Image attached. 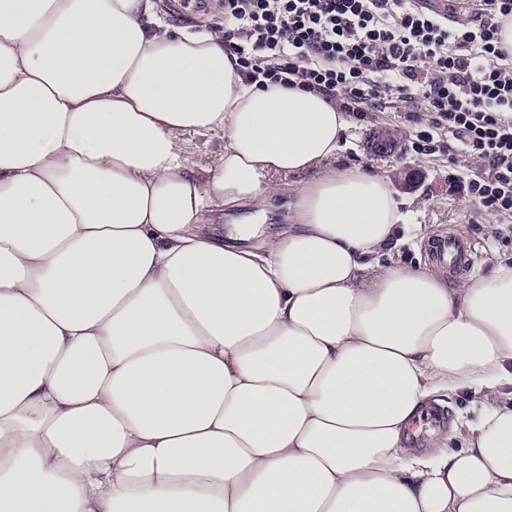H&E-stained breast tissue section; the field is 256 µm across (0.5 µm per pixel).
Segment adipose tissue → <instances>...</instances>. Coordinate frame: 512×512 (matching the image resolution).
I'll use <instances>...</instances> for the list:
<instances>
[{
    "label": "adipose tissue",
    "instance_id": "adipose-tissue-1",
    "mask_svg": "<svg viewBox=\"0 0 512 512\" xmlns=\"http://www.w3.org/2000/svg\"><path fill=\"white\" fill-rule=\"evenodd\" d=\"M236 67L156 0H0V512H512V265L369 263L390 179ZM286 194L260 247L212 233ZM459 392L477 418L414 453ZM186 154L189 163H201L224 148V138L219 133L186 136ZM252 210L249 207L242 206L239 208L231 209V210H225L224 211V217L223 212L221 213H215L214 214V224L213 227L216 230V234H219L221 236L224 235V238H227L229 234L231 233V230L233 228L234 224L231 222V219H229V215L233 216V218L237 221L236 223H242L246 221L249 216L251 215Z\"/></svg>",
    "mask_w": 512,
    "mask_h": 512
}]
</instances>
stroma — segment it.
Here are the masks:
<instances>
[{"label": "stroma", "mask_w": 512, "mask_h": 512, "mask_svg": "<svg viewBox=\"0 0 512 512\" xmlns=\"http://www.w3.org/2000/svg\"><path fill=\"white\" fill-rule=\"evenodd\" d=\"M162 16L176 29L204 25L218 34L224 31L222 0H204L197 9L188 7L187 0H163ZM413 131V125L394 112H372L366 120H349L332 160L336 166L357 164L390 176L397 193L406 198L408 226L397 237L395 255L410 267L427 268L428 239L452 231L472 243L475 274H489L499 260L512 263V238L494 239L490 225L465 222L464 215L473 204L449 189L447 155L417 156L411 149ZM378 133H388L394 138L395 146L390 152H371V138Z\"/></svg>", "instance_id": "obj_1"}]
</instances>
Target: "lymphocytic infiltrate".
I'll list each match as a JSON object with an SVG mask.
<instances>
[{
	"mask_svg": "<svg viewBox=\"0 0 512 512\" xmlns=\"http://www.w3.org/2000/svg\"><path fill=\"white\" fill-rule=\"evenodd\" d=\"M512 0L438 13L423 0H224V48L250 84L299 87L355 118L391 109L416 127L413 151L477 174L448 178L469 221L512 232V52L498 16Z\"/></svg>",
	"mask_w": 512,
	"mask_h": 512,
	"instance_id": "f902f5d3",
	"label": "lymphocytic infiltrate"
}]
</instances>
